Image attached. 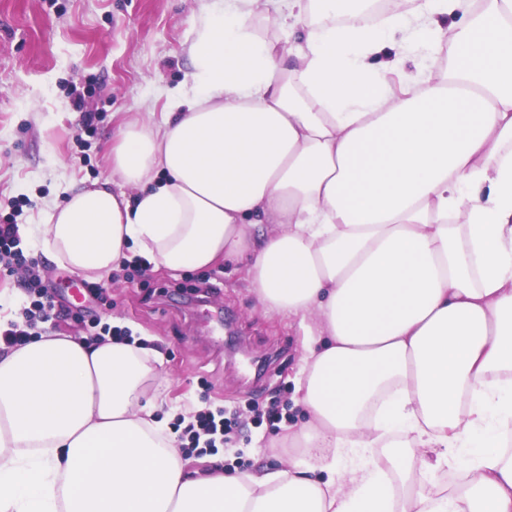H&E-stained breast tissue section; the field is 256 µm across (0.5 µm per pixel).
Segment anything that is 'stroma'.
I'll use <instances>...</instances> for the list:
<instances>
[{"label":"stroma","instance_id":"1","mask_svg":"<svg viewBox=\"0 0 512 512\" xmlns=\"http://www.w3.org/2000/svg\"><path fill=\"white\" fill-rule=\"evenodd\" d=\"M227 0H0V219L40 223L71 190L111 183L112 143L123 123L165 109L191 89L186 47L200 16ZM16 249L36 261L49 295L69 303L48 333L92 337L118 327L163 360L156 417L175 428L181 409L224 408L230 443L191 456L192 469L231 473L280 468L281 439L305 419L297 378L304 330L265 308L242 263L195 271L129 267L103 279L91 304L74 294L85 278L49 261L31 240ZM277 405L280 422L259 424Z\"/></svg>","mask_w":512,"mask_h":512}]
</instances>
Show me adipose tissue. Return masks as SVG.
<instances>
[{"mask_svg":"<svg viewBox=\"0 0 512 512\" xmlns=\"http://www.w3.org/2000/svg\"><path fill=\"white\" fill-rule=\"evenodd\" d=\"M264 2L201 16L191 92L112 146L121 189L72 191L30 236L92 281L246 262L310 337L287 468L193 477L155 418L159 356L10 345L8 314L0 512H512V0H280L303 33L283 50Z\"/></svg>","mask_w":512,"mask_h":512,"instance_id":"ef3b65f1","label":"adipose tissue"}]
</instances>
